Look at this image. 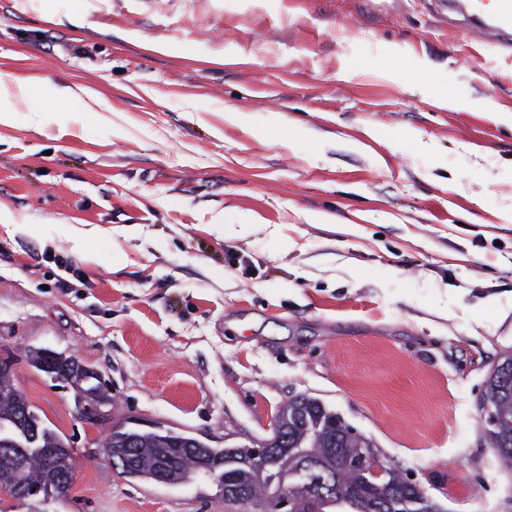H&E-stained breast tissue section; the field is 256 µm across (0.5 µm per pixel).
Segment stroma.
Listing matches in <instances>:
<instances>
[{
  "label": "stroma",
  "instance_id": "obj_1",
  "mask_svg": "<svg viewBox=\"0 0 512 512\" xmlns=\"http://www.w3.org/2000/svg\"><path fill=\"white\" fill-rule=\"evenodd\" d=\"M0 76L28 88L0 126V358L75 450L45 512H224L124 480L113 425L249 446L297 395L445 512H512L480 419L512 350V49L441 0H0ZM47 83L107 108L59 127ZM35 347L102 373L108 415Z\"/></svg>",
  "mask_w": 512,
  "mask_h": 512
}]
</instances>
